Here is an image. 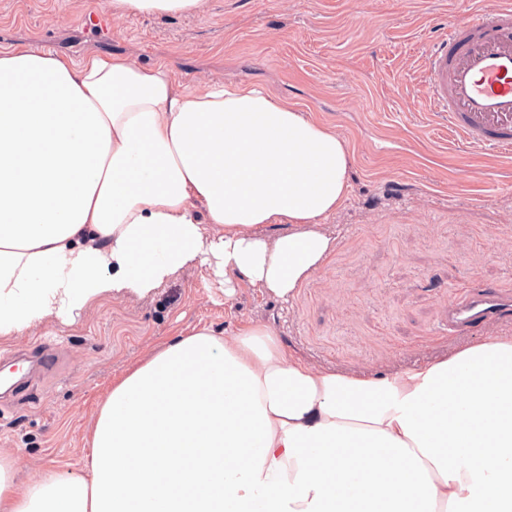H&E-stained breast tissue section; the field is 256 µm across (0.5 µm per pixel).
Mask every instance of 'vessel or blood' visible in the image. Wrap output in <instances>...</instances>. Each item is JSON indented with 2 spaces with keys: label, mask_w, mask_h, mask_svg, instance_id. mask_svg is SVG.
I'll list each match as a JSON object with an SVG mask.
<instances>
[{
  "label": "vessel or blood",
  "mask_w": 512,
  "mask_h": 512,
  "mask_svg": "<svg viewBox=\"0 0 512 512\" xmlns=\"http://www.w3.org/2000/svg\"><path fill=\"white\" fill-rule=\"evenodd\" d=\"M429 100L463 140L512 152V0L441 32L424 60ZM512 316V300L480 291L451 306L448 329Z\"/></svg>",
  "instance_id": "1"
}]
</instances>
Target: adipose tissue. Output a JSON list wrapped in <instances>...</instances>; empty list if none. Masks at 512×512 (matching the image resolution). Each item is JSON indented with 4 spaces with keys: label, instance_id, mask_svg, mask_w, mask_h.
I'll list each match as a JSON object with an SVG mask.
<instances>
[{
    "label": "adipose tissue",
    "instance_id": "adipose-tissue-1",
    "mask_svg": "<svg viewBox=\"0 0 512 512\" xmlns=\"http://www.w3.org/2000/svg\"><path fill=\"white\" fill-rule=\"evenodd\" d=\"M203 0H112L188 15ZM346 141L259 86L131 55L0 51V337L206 268L292 298L332 253ZM79 472L0 512H512V335L387 375L311 365L273 325L172 338L104 394Z\"/></svg>",
    "mask_w": 512,
    "mask_h": 512
}]
</instances>
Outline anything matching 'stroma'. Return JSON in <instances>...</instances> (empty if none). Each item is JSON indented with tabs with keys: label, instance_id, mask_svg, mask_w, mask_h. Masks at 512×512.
Segmentation results:
<instances>
[{
	"label": "stroma",
	"instance_id": "35a3bbf8",
	"mask_svg": "<svg viewBox=\"0 0 512 512\" xmlns=\"http://www.w3.org/2000/svg\"><path fill=\"white\" fill-rule=\"evenodd\" d=\"M502 0H204L193 17L129 15L102 34L111 0H0V49L72 57L88 49L142 64L170 59L185 87L259 85L330 126L349 147V193L327 223L336 248L295 296L206 289L180 273L143 300H99L70 326L0 339V360L41 345L57 368L0 398V453L26 488L50 467L77 469L101 395L133 362L191 329L230 335L241 317L275 324L290 351L340 371L389 374L512 332H448V305L479 290L512 298V155L469 144L432 111L423 59L442 27Z\"/></svg>",
	"mask_w": 512,
	"mask_h": 512
}]
</instances>
